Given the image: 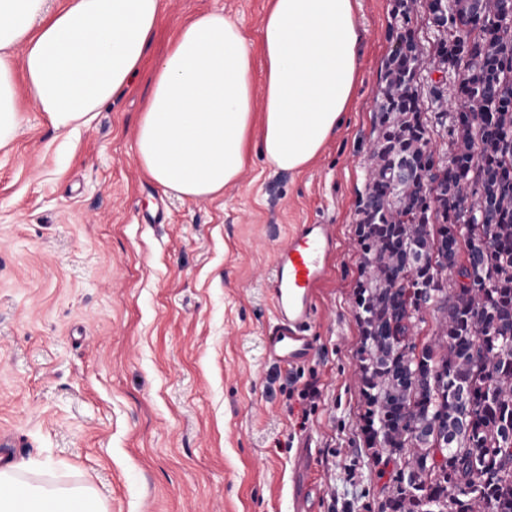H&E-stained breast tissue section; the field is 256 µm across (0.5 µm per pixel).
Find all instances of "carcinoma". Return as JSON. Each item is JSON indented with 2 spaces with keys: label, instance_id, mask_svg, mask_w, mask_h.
<instances>
[{
  "label": "carcinoma",
  "instance_id": "1",
  "mask_svg": "<svg viewBox=\"0 0 512 512\" xmlns=\"http://www.w3.org/2000/svg\"><path fill=\"white\" fill-rule=\"evenodd\" d=\"M448 65L464 67L463 107L445 164L418 181L394 163L430 147L408 0H392L378 135L362 200L374 211L360 237L367 287L357 298L362 433L375 455L403 461L384 512H512V0L426 3ZM467 263L470 283L444 287ZM433 307L438 330L414 328ZM444 456L436 462V453ZM480 459V471L472 468Z\"/></svg>",
  "mask_w": 512,
  "mask_h": 512
}]
</instances>
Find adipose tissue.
<instances>
[{
    "label": "adipose tissue",
    "mask_w": 512,
    "mask_h": 512,
    "mask_svg": "<svg viewBox=\"0 0 512 512\" xmlns=\"http://www.w3.org/2000/svg\"><path fill=\"white\" fill-rule=\"evenodd\" d=\"M164 0H0V148L20 128L16 72L62 131L88 124L144 62ZM355 0H270L258 36L223 12L198 14L155 63L135 154L164 193L214 198L252 153L300 172L353 104L360 71ZM261 67L262 80L253 77ZM0 512H105L82 487L0 469Z\"/></svg>",
    "instance_id": "obj_1"
}]
</instances>
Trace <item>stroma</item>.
Instances as JSON below:
<instances>
[{"mask_svg": "<svg viewBox=\"0 0 512 512\" xmlns=\"http://www.w3.org/2000/svg\"><path fill=\"white\" fill-rule=\"evenodd\" d=\"M268 0H165L130 87L77 132L24 109L0 149V465L90 488L106 512H379L396 464L361 433L355 370L357 210L393 50L391 0H358L351 112L298 173L253 155L215 199L164 194L134 152L151 66L190 17L224 11L257 34ZM300 224L332 225L314 291L315 352L266 355L268 276ZM316 381L320 395L298 393ZM305 428H298L302 412Z\"/></svg>", "mask_w": 512, "mask_h": 512, "instance_id": "1", "label": "stroma"}]
</instances>
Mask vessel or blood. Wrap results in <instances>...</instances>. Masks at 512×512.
<instances>
[{
	"label": "vessel or blood",
	"mask_w": 512,
	"mask_h": 512,
	"mask_svg": "<svg viewBox=\"0 0 512 512\" xmlns=\"http://www.w3.org/2000/svg\"><path fill=\"white\" fill-rule=\"evenodd\" d=\"M334 248L330 225L300 224L276 250L269 288L276 324L268 354L279 363L295 367L314 353L313 291L331 270Z\"/></svg>",
	"instance_id": "vessel-or-blood-1"
}]
</instances>
